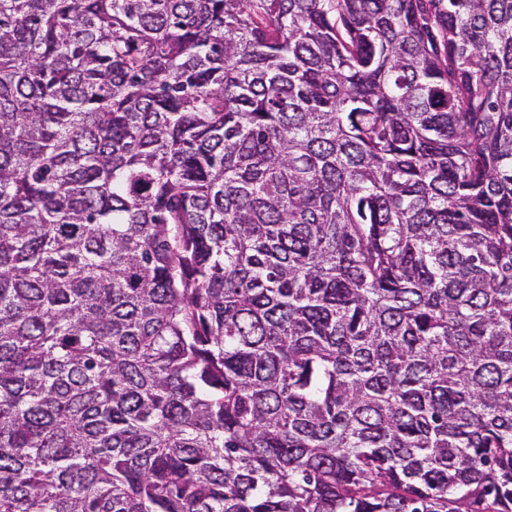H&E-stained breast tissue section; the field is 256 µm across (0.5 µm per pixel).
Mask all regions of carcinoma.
Listing matches in <instances>:
<instances>
[{"instance_id":"cac0c4a2","label":"carcinoma","mask_w":512,"mask_h":512,"mask_svg":"<svg viewBox=\"0 0 512 512\" xmlns=\"http://www.w3.org/2000/svg\"><path fill=\"white\" fill-rule=\"evenodd\" d=\"M0 512H512V0H0Z\"/></svg>"}]
</instances>
